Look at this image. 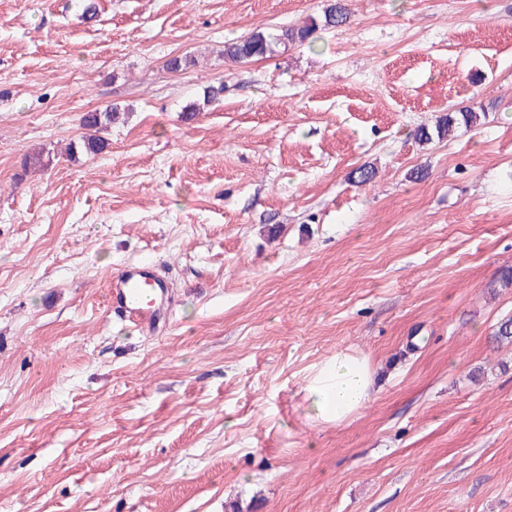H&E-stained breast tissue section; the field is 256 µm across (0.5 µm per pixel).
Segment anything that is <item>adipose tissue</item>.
<instances>
[{"instance_id":"adipose-tissue-1","label":"adipose tissue","mask_w":512,"mask_h":512,"mask_svg":"<svg viewBox=\"0 0 512 512\" xmlns=\"http://www.w3.org/2000/svg\"><path fill=\"white\" fill-rule=\"evenodd\" d=\"M303 390L321 424L341 425L358 414L372 396L370 362L363 354L337 350L307 371Z\"/></svg>"}]
</instances>
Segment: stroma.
<instances>
[{
	"label": "stroma",
	"instance_id": "stroma-1",
	"mask_svg": "<svg viewBox=\"0 0 512 512\" xmlns=\"http://www.w3.org/2000/svg\"><path fill=\"white\" fill-rule=\"evenodd\" d=\"M94 3L0 0V512H512V0H348L241 64L328 0ZM145 263L137 331L107 284ZM344 348L376 390L324 426ZM323 15L310 18L302 26H291L271 35L263 31H255L225 46L224 58L232 62L245 63L255 58H263L272 51L273 45H304L311 43L312 35L320 29L340 28L349 24L351 12L347 0H331ZM123 114L117 108L110 107L104 111L93 110L84 113L81 118L82 125L89 131L97 132L102 127L112 125L119 120L120 115ZM481 114L475 112L472 107H462L453 112H448L442 117L435 126L434 130L429 131L425 127H421L419 130L418 138L421 142H429L436 136L438 139L447 137L451 131L459 124L465 126H476L479 124ZM166 288L149 266L127 267L110 277L109 305L115 315L150 331ZM373 371L367 356L337 350L313 365L304 378L303 391L323 425L339 426L358 414L371 399Z\"/></svg>",
	"mask_w": 512,
	"mask_h": 512
}]
</instances>
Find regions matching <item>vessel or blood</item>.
<instances>
[{
	"label": "vessel or blood",
	"instance_id": "b4317fda",
	"mask_svg": "<svg viewBox=\"0 0 512 512\" xmlns=\"http://www.w3.org/2000/svg\"><path fill=\"white\" fill-rule=\"evenodd\" d=\"M166 290L164 280L146 265L125 268L110 278L109 305L115 315L127 318L140 328H151L158 303Z\"/></svg>",
	"mask_w": 512,
	"mask_h": 512
}]
</instances>
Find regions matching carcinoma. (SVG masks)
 Segmentation results:
<instances>
[{"label": "carcinoma", "instance_id": "1", "mask_svg": "<svg viewBox=\"0 0 512 512\" xmlns=\"http://www.w3.org/2000/svg\"><path fill=\"white\" fill-rule=\"evenodd\" d=\"M351 12L347 0H332L319 18H310L302 26H291L271 35L263 31H255L225 46L224 57L232 62L245 63L255 58H262L272 51L275 45H303L310 42L312 35L320 29L340 28L349 24ZM121 112L111 107L103 111L93 110L84 113L82 125L91 134L82 140L80 150L90 155H97L105 148V143L94 132L119 120ZM481 114L471 107H462L442 117L434 130L425 127L419 130L418 138L429 142L437 137L443 139L459 124L475 126L479 124Z\"/></svg>", "mask_w": 512, "mask_h": 512}]
</instances>
